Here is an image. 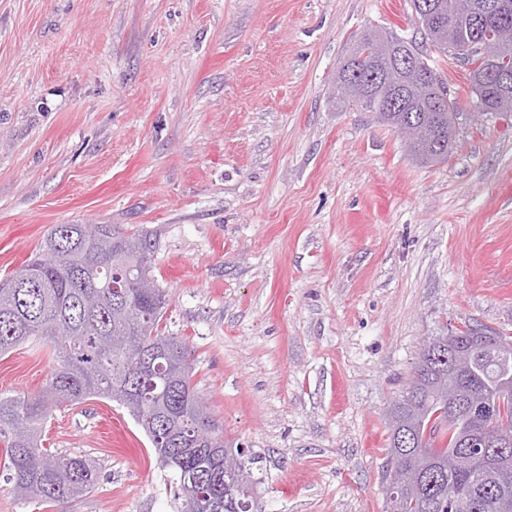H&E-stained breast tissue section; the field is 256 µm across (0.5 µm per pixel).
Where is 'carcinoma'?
Returning <instances> with one entry per match:
<instances>
[{
	"label": "carcinoma",
	"instance_id": "cac0c4a2",
	"mask_svg": "<svg viewBox=\"0 0 512 512\" xmlns=\"http://www.w3.org/2000/svg\"><path fill=\"white\" fill-rule=\"evenodd\" d=\"M484 0H431L436 31L418 17L424 35L440 55L463 63L460 46L473 36L472 19ZM349 77L355 96L339 103L377 114L398 130L414 121L421 135L406 147L420 163L448 159L456 137V101L447 97L436 112L438 95L448 93L445 73L430 55L392 31L365 29L353 39L336 77ZM471 90L484 112H512V103L486 89L469 72ZM147 241L112 224H57L34 257L0 281V353L30 341L48 346L54 368L35 396L0 394V440L8 464L4 482L22 504H55L90 492L98 472L86 456H57L42 446L51 410L93 398L112 400L143 429L160 463L191 494L197 512H235L240 502L259 510L252 476L256 458L224 447V437H206L201 398L192 385L190 351L165 335L159 323L166 293L145 298L137 288L150 278ZM125 288H112L114 276ZM421 349L413 372L388 409L387 462L401 461L420 475L417 486L393 491L384 486L385 512H512V455L494 460L470 450L468 470L454 464L471 439L476 421L467 412L448 415V381L456 369L448 359V333L433 336ZM463 387L478 384L493 398L512 378V345L488 342L469 354ZM493 432L512 431V398L502 400L484 420ZM250 497H245V493Z\"/></svg>",
	"mask_w": 512,
	"mask_h": 512
}]
</instances>
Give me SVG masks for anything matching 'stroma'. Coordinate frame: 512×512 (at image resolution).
<instances>
[{"label": "stroma", "mask_w": 512, "mask_h": 512, "mask_svg": "<svg viewBox=\"0 0 512 512\" xmlns=\"http://www.w3.org/2000/svg\"><path fill=\"white\" fill-rule=\"evenodd\" d=\"M423 44L409 0H0V280L57 224L146 236L192 383L254 454L263 512H385L386 409L427 337L512 332V112L462 66L447 161L336 104L354 34ZM45 347L0 355L38 394ZM43 444L97 485L66 512H179V481L107 399ZM469 74V81L471 84V90L476 97V103L478 107L482 109V112H512V103L504 104L503 99L500 97L499 93L493 89H486L485 87H480L477 81H475V72L470 71L467 68Z\"/></svg>", "instance_id": "35a3bbf8"}]
</instances>
